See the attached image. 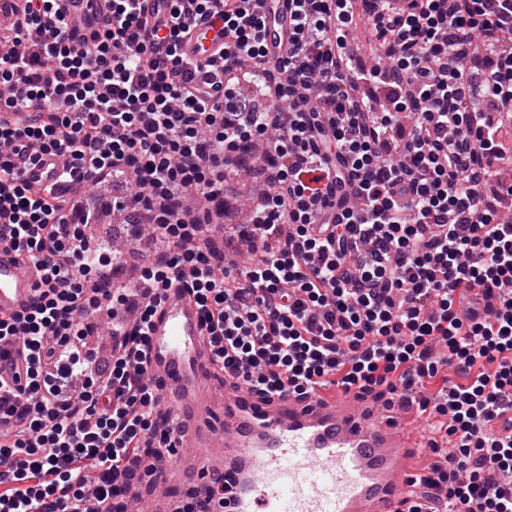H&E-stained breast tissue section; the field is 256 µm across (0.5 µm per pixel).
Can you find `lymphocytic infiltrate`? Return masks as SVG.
I'll return each mask as SVG.
<instances>
[{
  "label": "lymphocytic infiltrate",
  "mask_w": 512,
  "mask_h": 512,
  "mask_svg": "<svg viewBox=\"0 0 512 512\" xmlns=\"http://www.w3.org/2000/svg\"><path fill=\"white\" fill-rule=\"evenodd\" d=\"M289 0L294 32L266 57L264 0H171L166 27L140 0H111L112 26L69 44L57 0H14L0 44V240L34 267L39 295L0 315V512H123L146 462L175 431L147 370L149 324L181 284L204 314L219 370L252 394L337 388L433 417L446 461L417 475L405 512H512V0ZM224 60L180 52L208 20ZM366 27L372 65L347 52ZM63 160L62 184L31 191L19 156ZM268 191L223 241L226 172ZM164 240L142 286L114 287L138 249L89 256L71 222L105 179ZM256 254L246 270L234 255ZM119 322L90 377L91 314Z\"/></svg>",
  "instance_id": "obj_1"
}]
</instances>
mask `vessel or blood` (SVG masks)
<instances>
[{
  "mask_svg": "<svg viewBox=\"0 0 512 512\" xmlns=\"http://www.w3.org/2000/svg\"><path fill=\"white\" fill-rule=\"evenodd\" d=\"M70 43L80 47L112 25L108 0H60ZM265 46L281 58L292 29L288 0H266ZM181 50L202 64L224 52L218 22L195 27ZM32 190L57 188L61 163L39 155L22 166ZM38 276L25 270L9 242H0V314L28 308ZM202 313L192 296L170 288L149 332V372L164 385L181 449L178 462L157 471L158 512H176L166 491L176 476H195L200 487L226 479L220 512H402L428 444L412 441L402 424L379 420L354 393L292 395L262 400L238 382L216 386Z\"/></svg>",
  "mask_w": 512,
  "mask_h": 512,
  "instance_id": "b4317fda",
  "label": "vessel or blood"
}]
</instances>
